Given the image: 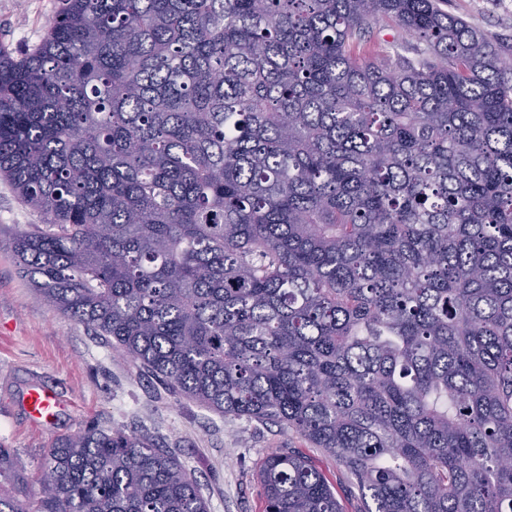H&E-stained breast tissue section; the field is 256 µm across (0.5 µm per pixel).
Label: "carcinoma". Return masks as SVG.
<instances>
[{
	"label": "carcinoma",
	"instance_id": "1",
	"mask_svg": "<svg viewBox=\"0 0 512 512\" xmlns=\"http://www.w3.org/2000/svg\"><path fill=\"white\" fill-rule=\"evenodd\" d=\"M386 18L415 57L366 49ZM39 295L358 512H512V45L440 0H64L0 48ZM265 512H343L279 448ZM0 512H210L144 432L55 441Z\"/></svg>",
	"mask_w": 512,
	"mask_h": 512
}]
</instances>
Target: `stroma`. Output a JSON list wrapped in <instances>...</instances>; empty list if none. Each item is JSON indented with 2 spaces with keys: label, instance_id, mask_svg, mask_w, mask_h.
<instances>
[{
  "label": "stroma",
  "instance_id": "35a3bbf8",
  "mask_svg": "<svg viewBox=\"0 0 512 512\" xmlns=\"http://www.w3.org/2000/svg\"><path fill=\"white\" fill-rule=\"evenodd\" d=\"M61 0H0V46L37 44ZM445 10L490 37L512 42V0H446ZM40 215L0 180V445L16 472L34 483L48 448L64 434L95 426L146 431L175 452L208 498L211 512H265L259 468L274 449L307 455L336 490L344 512L361 503L343 467L289 429L234 418L174 396L129 357L105 347L83 325L51 308L21 270L8 243ZM54 392L64 409L52 429L36 427L22 397L32 385Z\"/></svg>",
  "mask_w": 512,
  "mask_h": 512
}]
</instances>
